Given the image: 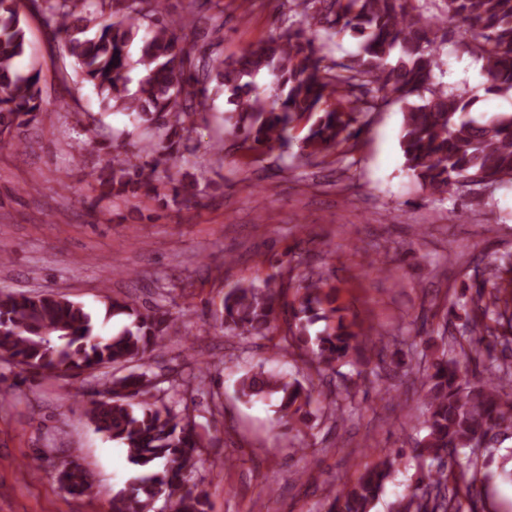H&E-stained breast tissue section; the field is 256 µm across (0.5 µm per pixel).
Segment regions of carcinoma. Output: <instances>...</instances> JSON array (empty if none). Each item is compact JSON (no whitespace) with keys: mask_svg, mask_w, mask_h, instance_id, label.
I'll return each instance as SVG.
<instances>
[{"mask_svg":"<svg viewBox=\"0 0 512 512\" xmlns=\"http://www.w3.org/2000/svg\"><path fill=\"white\" fill-rule=\"evenodd\" d=\"M214 0H186L172 14L167 0H0V143L19 150L13 132L49 111L41 97L35 65L19 70L28 54L27 17L41 19L48 38L58 43L62 62L90 83L106 109L153 131L135 151L115 140L103 146L101 167L89 173L101 197H135L140 191L196 201L199 191L164 175L180 168L191 152L195 117L209 111L211 89L224 91V122L237 133V148L299 139L303 156L334 150L364 128L361 119L390 103L401 104V148L418 184L444 194L458 184L497 187L512 184V110L491 116L473 112L467 91L438 81L440 50L484 62L485 93L512 100V0H443L432 13L427 0H296L280 33L236 59L198 46L195 16ZM359 40L346 62L330 55L342 34ZM138 44V78L130 76L128 48ZM273 77L274 94L259 86L260 74ZM136 83V90L129 85ZM292 268L278 280L239 285L224 293L218 319L224 331L240 338L265 337L285 316V347L305 350V363L319 376L340 363H368L403 369L408 353L383 339L368 346L355 322L322 294L324 279L311 271L296 280ZM295 289L291 302L284 290ZM471 294L462 293L460 336L432 358L422 374L426 430L416 455L427 465L396 512H462V500L479 494L478 455L512 435V254L490 261ZM104 318L127 316L115 334H102L97 314L65 295L33 290L0 296V362L18 370L21 388L29 377L56 379L86 373L96 381L82 411L95 432L126 449L137 475L112 498V512H153L160 498L170 512H208L207 492L188 484L204 465V445L190 416L166 395L181 386L168 377L156 388L137 372L138 362L159 355L173 322L164 305L139 308L118 298L103 301ZM337 324L329 325L333 316ZM324 321L316 335L309 328ZM459 346L465 366L448 357ZM238 398L274 400L279 424L301 431L311 409L340 418L336 400L315 395L312 380L286 378L259 370L242 376ZM469 452H464V449ZM398 451L366 466L356 480L331 496L325 512H372L384 483L401 463ZM61 488L82 495L91 488L89 472L71 461L57 469Z\"/></svg>","mask_w":512,"mask_h":512,"instance_id":"obj_1","label":"carcinoma"}]
</instances>
